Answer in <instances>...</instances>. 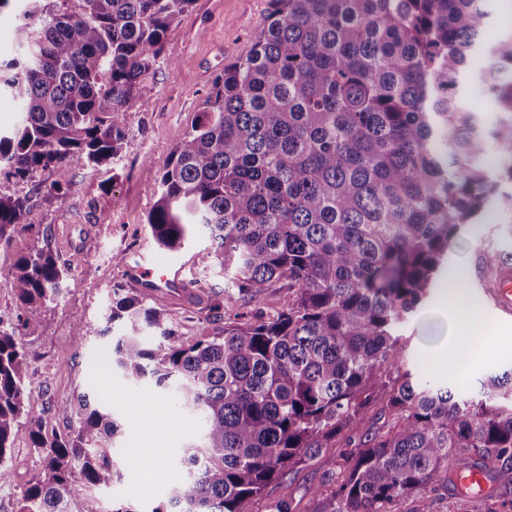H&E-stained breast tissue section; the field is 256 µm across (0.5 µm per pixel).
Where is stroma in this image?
<instances>
[{
	"instance_id": "obj_1",
	"label": "stroma",
	"mask_w": 512,
	"mask_h": 512,
	"mask_svg": "<svg viewBox=\"0 0 512 512\" xmlns=\"http://www.w3.org/2000/svg\"><path fill=\"white\" fill-rule=\"evenodd\" d=\"M270 0H194L169 29L159 65L139 84L127 125L124 150L115 165V179L103 183L90 171H73L71 185L50 192L53 171L38 172L27 182L0 176V192L23 193L31 198L28 227L0 243V268L12 265L39 244L48 246L68 269L51 320L20 330L28 369L26 385L38 404L52 408L88 395L113 405L120 426V442L113 461L125 472L112 490L100 492L103 512L113 499L131 503L139 512H152L164 503L176 470L172 464L185 442L197 435L199 423L169 406L159 411L156 397L136 387L119 373L108 372L106 358L112 346L104 329L112 305V291L129 288L123 267L127 254L140 252L163 257L151 240L146 219L158 195V184L145 174L146 166L162 170L203 107L225 63L246 53L267 24ZM492 243L512 248L499 224L483 225L479 232L464 231L448 257L427 299L403 326L399 340L402 370L422 386L449 387L465 398L477 397L485 378L512 372V318L502 317L487 298L475 252ZM178 258L185 263L187 294L159 299L185 344L196 342L202 325L214 314L209 309L214 293L224 289V273L210 249L207 236L196 235ZM459 271L466 290L464 302L450 305L449 273ZM452 308V332L459 336L464 357L435 361L429 345L435 339L430 321L441 309ZM138 444L152 463V481L144 483L129 470L131 444ZM344 444L332 440L320 456L297 466L252 499L250 512H271L275 502H292L296 512H315L311 489L333 472ZM44 449L35 447L31 426L20 422L12 435L6 465L9 476L0 482V512H17L23 491L43 471ZM479 497L455 490L421 492L404 503L400 512H486Z\"/></svg>"
}]
</instances>
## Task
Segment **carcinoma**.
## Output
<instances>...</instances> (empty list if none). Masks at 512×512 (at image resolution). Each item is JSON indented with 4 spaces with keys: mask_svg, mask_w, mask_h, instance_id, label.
I'll use <instances>...</instances> for the list:
<instances>
[{
    "mask_svg": "<svg viewBox=\"0 0 512 512\" xmlns=\"http://www.w3.org/2000/svg\"><path fill=\"white\" fill-rule=\"evenodd\" d=\"M17 1V54L0 92L22 123L0 132V169L19 180L51 169L53 190L84 168L106 175L126 140L140 82L193 0ZM495 0H271L267 27L224 64L203 110L162 172L147 217L162 249L203 228L224 270V298L251 303L288 289L273 314L209 321L182 342L142 293L115 291L109 363L200 422L179 476L152 512H249L285 470L354 432L319 512H393L454 469L512 471V374L477 398L393 376L395 337L429 296L463 226L512 212V33L485 41ZM492 97V119L468 109ZM30 198L0 193V241L27 228ZM482 266L512 252L481 251ZM67 271L36 247L0 278L20 305L0 318V479L26 416L44 475L18 512H102L96 491L122 478L108 444L114 410L81 395L55 408L76 420L49 440L27 389L19 326L50 318ZM390 420L364 428L373 394ZM454 461L451 468L448 461Z\"/></svg>",
    "mask_w": 512,
    "mask_h": 512,
    "instance_id": "cac0c4a2",
    "label": "carcinoma"
}]
</instances>
